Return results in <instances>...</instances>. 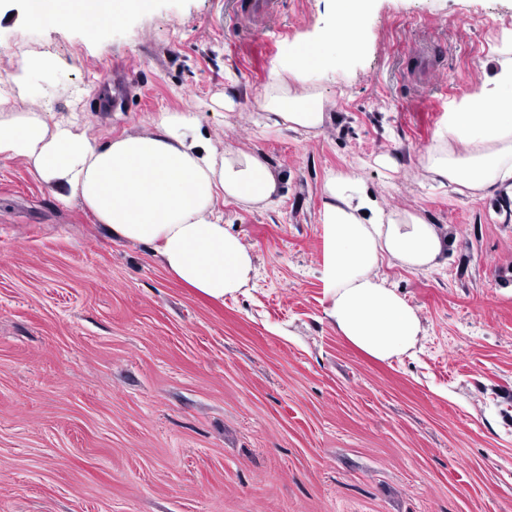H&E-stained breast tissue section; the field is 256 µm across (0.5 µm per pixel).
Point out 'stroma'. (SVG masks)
Instances as JSON below:
<instances>
[{"label":"stroma","instance_id":"1","mask_svg":"<svg viewBox=\"0 0 512 512\" xmlns=\"http://www.w3.org/2000/svg\"><path fill=\"white\" fill-rule=\"evenodd\" d=\"M275 2L256 27L251 0H148L91 37L0 0V78L26 72L22 110L83 115L101 149L192 108L217 149L281 178L274 206L222 204L257 275L217 303L0 157V512H512V198L417 168L498 69L512 0H365L359 49L313 79L331 119L307 136L260 133L255 99L336 29V0ZM45 54L63 67L26 71ZM331 170L448 231L446 264L379 267L421 318L413 354L375 360L324 314Z\"/></svg>","mask_w":512,"mask_h":512}]
</instances>
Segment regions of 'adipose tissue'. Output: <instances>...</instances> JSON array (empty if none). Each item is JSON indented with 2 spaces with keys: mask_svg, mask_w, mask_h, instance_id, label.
Listing matches in <instances>:
<instances>
[{
  "mask_svg": "<svg viewBox=\"0 0 512 512\" xmlns=\"http://www.w3.org/2000/svg\"><path fill=\"white\" fill-rule=\"evenodd\" d=\"M145 0H30L28 19L42 27L81 23L88 31L140 10ZM327 48L303 43L291 64L273 71L258 95L264 131L308 133L331 116L312 74L328 69ZM21 77L0 79V156L30 164L56 200L78 199L114 239L156 245L164 268L211 300L237 297L256 266L251 249L224 226L219 200L245 207L274 203L278 181L252 152L217 150L193 110L160 113L154 131L95 148L72 124L10 104ZM422 175L474 195L512 196V60L487 78L472 101L449 113L418 158ZM321 279L325 314L338 336L387 362L412 352L420 317L378 273L389 262L428 270L445 260L448 238L420 213L379 209L358 179L329 172L323 184Z\"/></svg>",
  "mask_w": 512,
  "mask_h": 512,
  "instance_id": "adipose-tissue-1",
  "label": "adipose tissue"
}]
</instances>
